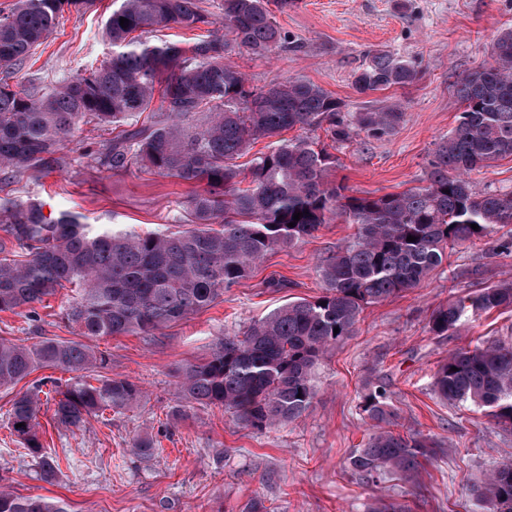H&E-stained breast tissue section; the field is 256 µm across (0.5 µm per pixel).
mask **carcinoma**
I'll list each match as a JSON object with an SVG mask.
<instances>
[{
  "instance_id": "cac0c4a2",
  "label": "carcinoma",
  "mask_w": 512,
  "mask_h": 512,
  "mask_svg": "<svg viewBox=\"0 0 512 512\" xmlns=\"http://www.w3.org/2000/svg\"><path fill=\"white\" fill-rule=\"evenodd\" d=\"M198 2L120 0L102 31L108 56L49 93L35 86L17 90L10 80L65 10H86L95 0H17L0 16V172L7 179L19 182L59 165L65 144L94 122L117 131L97 158L100 167L121 172L137 165L196 187L177 230L143 235L98 230L77 213L47 216L36 200L0 197V311L33 313L69 285L73 295L65 316L80 335L153 336L210 306L268 254L313 236L327 215L338 212L358 232L318 266L323 295L286 303L178 372L180 400L221 406L238 423L261 431L308 411L317 364L329 347L354 335L366 306L420 285L447 260L448 247L512 226V192L478 194L468 178L512 156V28L493 42L495 64L458 83L463 111L436 144L424 184L354 197L327 181L336 157L307 137L275 142L246 174L235 159L257 138L293 128L325 126L338 142L358 131L381 137L400 123L401 107L359 112L351 121L341 103L313 82L249 85L244 73L226 63L228 55L237 48L256 56L289 48L268 5L285 8L292 0H220L217 20ZM122 17L128 19L124 27ZM169 24L216 29L188 47L136 35ZM417 78L408 61L370 52L355 84L363 93L408 86ZM158 85L165 108L142 122ZM295 213L303 214L297 222ZM292 221L295 226H288ZM409 236L416 240L407 241ZM511 307L512 283L481 288L434 310L428 328L450 336L470 316ZM108 365V358L77 341L0 340V389H12L43 368L71 374L63 388L42 379L11 400V434L44 481H53L60 467L39 436V393L52 385L53 419L66 430L139 404L143 391L135 382L97 373ZM433 386L441 399L477 406L512 432V339L448 352ZM363 412L375 432L350 457L352 471L366 484L388 474L411 480L435 443L391 428L394 412L381 385L365 395ZM476 493L490 512H512V462L488 472ZM0 512L68 509L61 500L1 489Z\"/></svg>"
}]
</instances>
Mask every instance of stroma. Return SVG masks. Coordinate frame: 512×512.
Wrapping results in <instances>:
<instances>
[{"label":"stroma","instance_id":"obj_1","mask_svg":"<svg viewBox=\"0 0 512 512\" xmlns=\"http://www.w3.org/2000/svg\"><path fill=\"white\" fill-rule=\"evenodd\" d=\"M112 3L96 0L91 9L65 11L52 38L27 60L19 85L48 90L103 59L109 48L101 30ZM273 16L295 47L267 58L233 52L230 63L251 86L308 80L339 99L348 114L401 105L404 118L387 136L362 132L337 143L324 130L310 133L338 159L331 184L344 185L352 196L379 197L421 185L436 144L461 112L456 85L492 64L497 34L512 28V0H294ZM374 50L414 64L418 80L405 88L359 92L355 79ZM108 139L95 124L85 125L63 150L62 165L6 185V193L37 199L48 214L80 213L89 224L139 233L175 229L191 186L136 166L99 170L95 156ZM354 231L344 216H330L314 236L272 253L215 304L156 336L86 338V345L109 358L107 375L138 381L145 396L132 409L105 412L73 432L58 428L51 404L42 403V441L60 463L54 482L40 480L17 445L8 428L12 394L0 390V487L61 499L69 512H245L254 499L269 512H367L379 498L405 503L411 512H487L473 489L512 456V433L482 409L441 400L432 383L449 351L512 336V308L470 318L450 336L430 333L428 320L451 295L512 281V252L501 247L512 231L505 228L458 244L449 267L366 307L355 335L330 347L321 360L316 396L302 417L257 431L218 406L173 414L175 372L279 306L322 295L318 264ZM65 304L59 294L30 316L0 312V339L27 345L76 339L62 315ZM378 384L386 387L402 430L438 445L416 483L389 476L366 485L349 466L372 432L362 398ZM140 437L154 441L151 457L134 450Z\"/></svg>","mask_w":512,"mask_h":512}]
</instances>
